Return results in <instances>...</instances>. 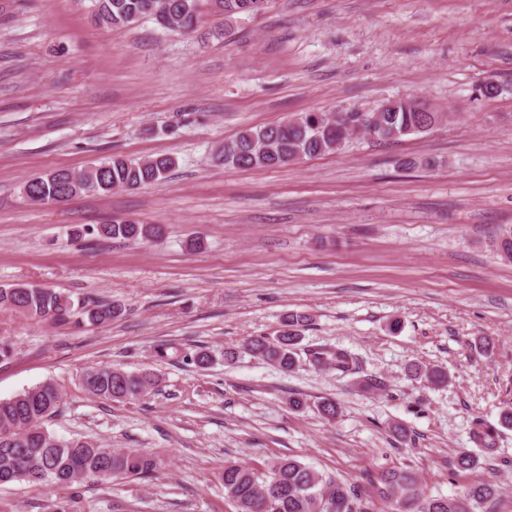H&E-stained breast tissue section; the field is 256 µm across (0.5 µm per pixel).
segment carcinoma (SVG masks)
<instances>
[{
    "mask_svg": "<svg viewBox=\"0 0 512 512\" xmlns=\"http://www.w3.org/2000/svg\"><path fill=\"white\" fill-rule=\"evenodd\" d=\"M146 0H94L93 13L98 24L121 27L149 16ZM170 7L174 25L169 30L188 35L202 22L201 0H161ZM265 0H209L212 13L224 19L253 14ZM376 116V138L397 141L406 136L432 132L456 114L437 109L426 112L413 99H402L385 108L369 112L342 108L338 121L329 125L324 113L307 112L280 123L242 130L224 143L226 168H275L305 158L339 151L340 141H349L365 114ZM170 156L130 159L123 156L102 159L85 168L53 169L23 182L25 199L39 198L64 203L83 194H110L114 190H135L161 182L174 167ZM155 228L130 220H115L95 227H74L70 236L93 239L148 240ZM493 246L512 260V226L497 229ZM0 311L20 313L35 320H49L63 326L82 329L88 325H109L123 314V306L88 297L78 302L38 284L20 282L0 287ZM309 317L289 312L281 319V329L272 338L257 337L245 342L242 350L224 352V360L233 361L244 352L261 358L282 371L299 363L301 331ZM309 363L351 371L354 357L345 349L319 348L310 353ZM415 377L431 386L447 382V374L438 368H416ZM160 384L152 369L129 372L120 366L92 368L81 375L83 389L93 397L125 402L136 400ZM63 391L52 381L35 385L8 398L0 399V486L25 483L58 490L71 489L85 479H144L156 469L155 460L137 450H112L92 438H60L47 429V422L60 410ZM224 493L237 506V512H369L356 505L359 494L354 486L327 476L294 457L278 458L261 467L228 461L220 472ZM370 485L383 502L413 512H474L475 504L491 494L490 487L474 484L454 496L426 498L415 473L384 469Z\"/></svg>",
    "mask_w": 512,
    "mask_h": 512,
    "instance_id": "obj_1",
    "label": "carcinoma"
}]
</instances>
